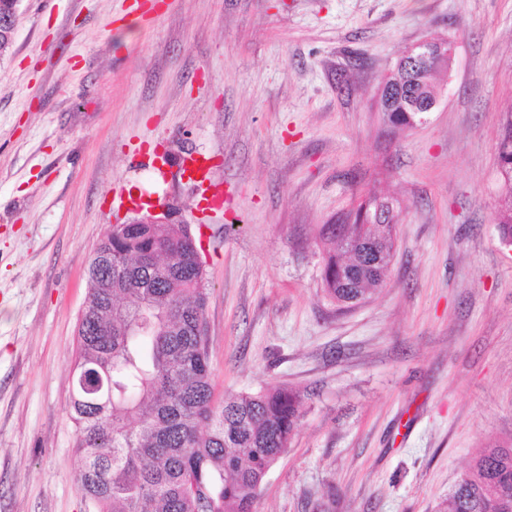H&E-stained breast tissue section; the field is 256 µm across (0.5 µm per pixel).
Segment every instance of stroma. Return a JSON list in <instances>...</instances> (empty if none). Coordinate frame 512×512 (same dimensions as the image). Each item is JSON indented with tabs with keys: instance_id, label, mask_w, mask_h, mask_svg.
Here are the masks:
<instances>
[{
	"instance_id": "35a3bbf8",
	"label": "stroma",
	"mask_w": 512,
	"mask_h": 512,
	"mask_svg": "<svg viewBox=\"0 0 512 512\" xmlns=\"http://www.w3.org/2000/svg\"><path fill=\"white\" fill-rule=\"evenodd\" d=\"M20 0L0 55V512H88L72 468L78 320L108 225H197L216 398L292 386L304 415L253 512H445L512 440V249L496 143L512 0ZM450 42L438 105L393 126L396 59ZM222 207L196 209L180 156ZM399 214L386 284L340 309L318 229ZM179 170L182 178H186L188 181L197 184L202 190L199 194L197 207L202 211L207 209L218 208L222 204V191L214 189L211 184L205 187L206 182H210L209 168L200 157L187 154L183 156L179 161Z\"/></svg>"
}]
</instances>
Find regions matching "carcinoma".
Returning a JSON list of instances; mask_svg holds the SVG:
<instances>
[{
	"mask_svg": "<svg viewBox=\"0 0 512 512\" xmlns=\"http://www.w3.org/2000/svg\"><path fill=\"white\" fill-rule=\"evenodd\" d=\"M427 59L392 70L384 109L395 126L420 115L406 101L430 97L443 68ZM506 196L497 217L512 240V121L497 143ZM361 203V224H324L323 281L342 307L383 287L396 251V225ZM188 224H113L88 267L78 323L71 418L78 479L96 512H252L266 474L288 451L304 394L281 387L215 399L204 336L208 295ZM155 255L156 264L140 262ZM449 512H512V443L486 446L449 497Z\"/></svg>",
	"mask_w": 512,
	"mask_h": 512,
	"instance_id": "cac0c4a2",
	"label": "carcinoma"
}]
</instances>
